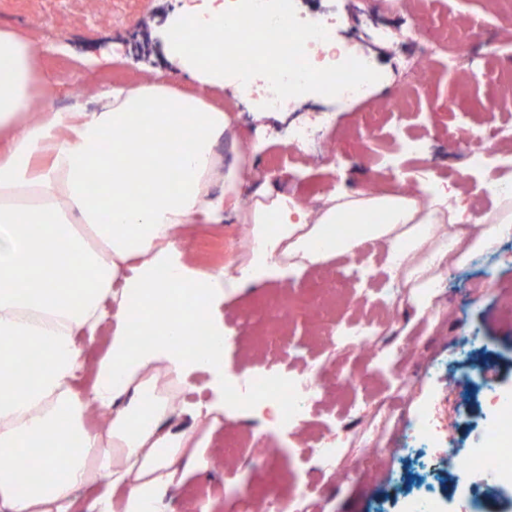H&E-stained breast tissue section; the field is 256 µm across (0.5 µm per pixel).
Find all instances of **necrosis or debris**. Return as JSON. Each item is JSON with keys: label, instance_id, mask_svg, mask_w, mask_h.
Returning <instances> with one entry per match:
<instances>
[{"label": "necrosis or debris", "instance_id": "4bbe7bcc", "mask_svg": "<svg viewBox=\"0 0 512 512\" xmlns=\"http://www.w3.org/2000/svg\"><path fill=\"white\" fill-rule=\"evenodd\" d=\"M260 6L257 19L271 37L280 36L285 30L298 32L300 35L296 48V58L284 69L258 77L250 63H243L241 86L245 91H257L263 96L265 106L273 112L287 108L284 90L289 84L304 80L312 70H325L332 73L329 83L318 86L317 91L323 97L344 101L361 96L374 74L369 57L354 54L349 46H336L331 34L337 25L336 19L325 20L317 27L309 26L305 17L297 13L295 0H279L276 9H269V0H252ZM407 38L422 44L423 53L418 56L414 74L424 77L434 56L443 54L448 58L450 69L467 71L469 63L460 56L453 40L433 41L420 22L408 23ZM289 144L301 148L306 156L318 163H334L335 147L318 128L303 122L293 127L289 135ZM323 367H311L306 372L270 377L250 375L235 381L227 389V399H237L255 394L277 402L280 410L277 426L279 429L297 425L308 406L324 388ZM411 378L406 368H399L395 377V386L391 395L374 401L376 418L370 424L374 446L367 449L365 461H374L379 451L378 443L387 433L388 420L395 413L397 403L406 400ZM463 471L484 476L488 486L498 487L512 480V402L502 400L498 403L495 424L487 432L484 441L473 448L461 461ZM226 493L240 502L243 512H314L315 504L308 487H298L288 505H280L278 498L257 487L233 481L226 484Z\"/></svg>", "mask_w": 512, "mask_h": 512}]
</instances>
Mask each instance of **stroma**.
I'll return each mask as SVG.
<instances>
[{
  "instance_id": "stroma-1",
  "label": "stroma",
  "mask_w": 512,
  "mask_h": 512,
  "mask_svg": "<svg viewBox=\"0 0 512 512\" xmlns=\"http://www.w3.org/2000/svg\"><path fill=\"white\" fill-rule=\"evenodd\" d=\"M177 5L178 0H0V28L22 34L34 46L38 75L53 88L51 98L37 99V107L65 109L75 100H92L103 87H134L146 80L195 93L198 84L165 53L163 30ZM301 5L309 14L336 15V39L352 40L359 51L371 53L379 80L359 99L294 101L293 112L327 114L326 137L342 140L340 165L332 173L326 165L284 150V115L259 118L242 111L233 89L225 88L233 137L219 145L218 155L225 162L240 156L250 175L236 189L239 209L223 223L186 224L177 231L187 259L203 271L228 273L241 262L226 243L242 225L249 202L271 189L319 209L330 197L366 190L381 177L396 186L417 179L423 166L428 176L448 182L471 214L479 215L492 206L486 178L497 171L512 179V100L501 99L498 84L500 72L512 66V0H428L425 25L464 27L457 49L477 63L465 82L446 60L433 58L429 83L422 89L409 86L418 50L402 36L405 18L388 0H301ZM378 110L385 122L368 132L365 118ZM477 131L489 137L480 166L468 158L469 137ZM406 138L424 144L422 156L400 148ZM387 254L386 244L371 243L355 255L231 292L215 306L213 315L231 338L224 351L225 378L294 373L319 363L332 373L356 374L357 380L345 387L328 384L310 404L301 428L276 437L281 457L267 469L259 464L267 453V415L244 416L228 407L212 419L191 418L186 406L217 400L209 374H193L167 423L201 442L208 466L174 481L162 512H197L202 505L208 512H238L236 501L225 497L224 485L240 474L215 466L223 454L249 461L242 475L252 485L276 482L279 498H287L294 484L314 486L324 512H409L420 493L435 499L439 512H465L474 491L485 493L486 512H512V503L486 494L477 474L459 478L452 488L442 481L449 459L483 440L495 420L496 400H512V235L501 240L496 252L476 254L465 265L447 262L434 283L440 295L437 311L422 315L403 301L394 324L379 326L374 356L329 342L331 331L356 326L375 311L379 292L370 277L386 263ZM349 269L357 270V277L337 279L336 297L323 315L309 319L299 314L286 341L256 343L254 331L266 322L270 306L284 300L301 311L317 296L323 277ZM405 348L413 354L414 370L406 412L430 411L439 423L453 422V433L439 437L431 448L381 454L359 475L329 482L304 458V448L333 439L346 426L348 459L356 461L371 436L355 408L372 395L389 394L394 372L385 357ZM485 366L491 373L483 378L479 371Z\"/></svg>"
}]
</instances>
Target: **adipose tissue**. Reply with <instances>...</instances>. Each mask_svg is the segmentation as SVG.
Masks as SVG:
<instances>
[{"mask_svg": "<svg viewBox=\"0 0 512 512\" xmlns=\"http://www.w3.org/2000/svg\"><path fill=\"white\" fill-rule=\"evenodd\" d=\"M298 38L268 41L253 28L224 42L223 7L187 8L166 26L168 57L204 86L256 72L294 53ZM29 40L0 29V512H74L78 488L104 484L86 512H157L191 440L167 425L166 398L145 405L161 378L194 373L224 384V326L213 317L225 289L263 282L273 266L305 269L366 242L395 248V266L418 312L433 307V275L448 242L493 250L512 232V198L463 229L440 180L419 195L393 186L331 198L317 217L285 192L256 199L244 218L257 243L240 276L192 265L173 231L224 218L246 168L217 170L213 146L231 124L223 108L159 81L106 87L94 109L74 105L27 116L37 85ZM224 184L213 195V182ZM458 225L449 236V225ZM113 321L89 399L68 383L84 361L78 332L96 338ZM111 412L105 431L84 426L88 403ZM32 464L15 466L16 458Z\"/></svg>", "mask_w": 512, "mask_h": 512, "instance_id": "adipose-tissue-1", "label": "adipose tissue"}]
</instances>
